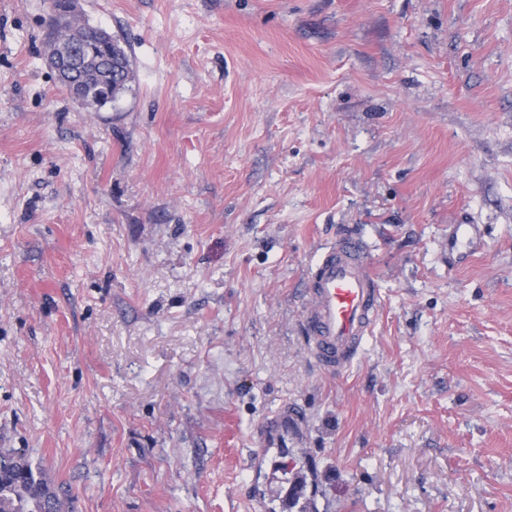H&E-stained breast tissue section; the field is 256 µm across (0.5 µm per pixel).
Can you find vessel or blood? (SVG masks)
I'll return each mask as SVG.
<instances>
[{
    "label": "vessel or blood",
    "mask_w": 512,
    "mask_h": 512,
    "mask_svg": "<svg viewBox=\"0 0 512 512\" xmlns=\"http://www.w3.org/2000/svg\"><path fill=\"white\" fill-rule=\"evenodd\" d=\"M380 306L363 249L346 233L325 248L306 290L303 333L315 361L325 371H345L370 333ZM297 415L281 409L264 422L262 448H280L289 431L298 429Z\"/></svg>",
    "instance_id": "vessel-or-blood-1"
}]
</instances>
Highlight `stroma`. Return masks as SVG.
<instances>
[{
  "mask_svg": "<svg viewBox=\"0 0 512 512\" xmlns=\"http://www.w3.org/2000/svg\"><path fill=\"white\" fill-rule=\"evenodd\" d=\"M50 8L0 0V448L73 512H289L314 467L315 512H512V0H79L135 72L98 111ZM346 231L381 304L332 375ZM306 289L303 333L315 361L342 373L357 357L380 306L363 249L345 233L320 255ZM298 428L299 418L294 413L288 415V408L272 413L262 426L261 447L284 448L288 429L296 431Z\"/></svg>",
  "mask_w": 512,
  "mask_h": 512,
  "instance_id": "1",
  "label": "stroma"
}]
</instances>
